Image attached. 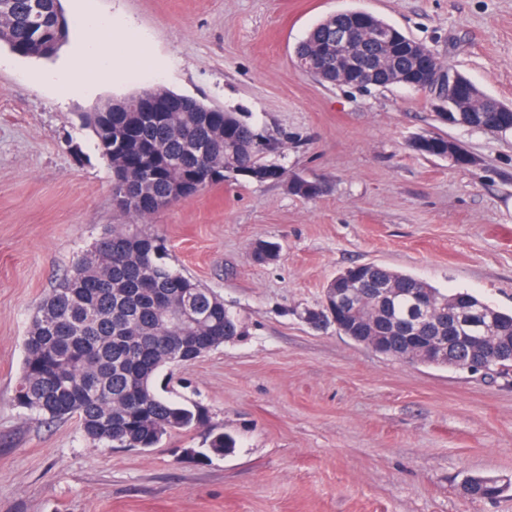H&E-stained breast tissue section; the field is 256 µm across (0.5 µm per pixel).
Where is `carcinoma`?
Instances as JSON below:
<instances>
[{
    "instance_id": "carcinoma-1",
    "label": "carcinoma",
    "mask_w": 512,
    "mask_h": 512,
    "mask_svg": "<svg viewBox=\"0 0 512 512\" xmlns=\"http://www.w3.org/2000/svg\"><path fill=\"white\" fill-rule=\"evenodd\" d=\"M332 18L318 23L299 44L300 57L315 56L307 74L331 83L330 62L318 48L330 41ZM70 25L59 0H0V44L24 57H49L67 41ZM153 112H88L84 124L112 168L115 208L140 221L158 210L192 199L187 188L207 181L209 171H224L236 181L276 182L283 168L264 161L257 131L239 112L201 111L195 98L163 88L142 93ZM448 136L411 149L436 157ZM366 297L395 285L400 293L376 304L371 317L383 334L402 336L407 291L433 299L431 325L419 336L448 335V311L468 300V292L448 293L412 275L383 266H354ZM367 323L341 311L337 330L359 342ZM240 335L238 319L224 300L196 279L175 269L164 241L128 224H114L93 245L87 258L44 297L23 339L22 373L16 405L47 419L76 417L84 436L106 448H153L163 437L203 429L206 409L156 391L163 367L194 362ZM498 485L472 479L469 494L492 499Z\"/></svg>"
}]
</instances>
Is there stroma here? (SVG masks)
Instances as JSON below:
<instances>
[{"instance_id": "35a3bbf8", "label": "stroma", "mask_w": 512, "mask_h": 512, "mask_svg": "<svg viewBox=\"0 0 512 512\" xmlns=\"http://www.w3.org/2000/svg\"><path fill=\"white\" fill-rule=\"evenodd\" d=\"M50 59L0 45V512H512V378L406 363L305 322L340 271L374 263L512 310V135L436 121L427 93L323 84L296 48L319 20L364 10L512 104V0H61ZM143 63L59 98L54 74L92 44ZM244 114L281 139L268 162L322 184L207 187L156 212L172 263L221 295L243 334L166 368V396L207 409L233 451L181 430L103 448L77 418L13 401L45 294L126 223L81 115L152 88ZM441 133L477 161L413 152ZM279 247L255 262L257 241ZM475 476L501 495L474 499Z\"/></svg>"}]
</instances>
